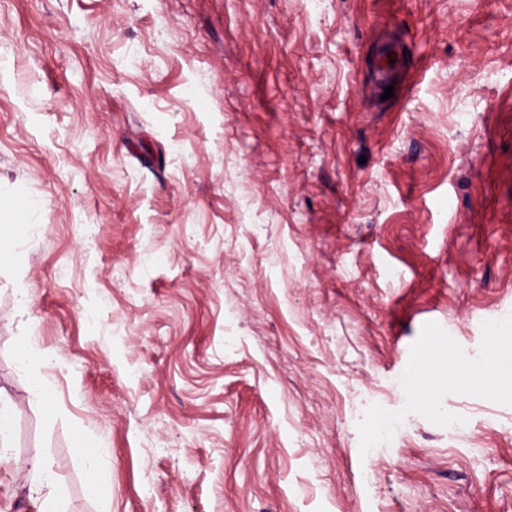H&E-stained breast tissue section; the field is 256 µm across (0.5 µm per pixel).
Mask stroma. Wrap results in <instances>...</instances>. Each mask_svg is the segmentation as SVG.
I'll return each mask as SVG.
<instances>
[{
  "label": "stroma",
  "instance_id": "obj_1",
  "mask_svg": "<svg viewBox=\"0 0 512 512\" xmlns=\"http://www.w3.org/2000/svg\"><path fill=\"white\" fill-rule=\"evenodd\" d=\"M0 220V512H512V0H0ZM390 60H393V63H390ZM374 69L379 89L399 83L401 74L398 49L391 45L384 46L377 55ZM35 487L38 491L42 489L49 491L43 499L41 512H61L58 480L42 465L35 468Z\"/></svg>",
  "mask_w": 512,
  "mask_h": 512
}]
</instances>
